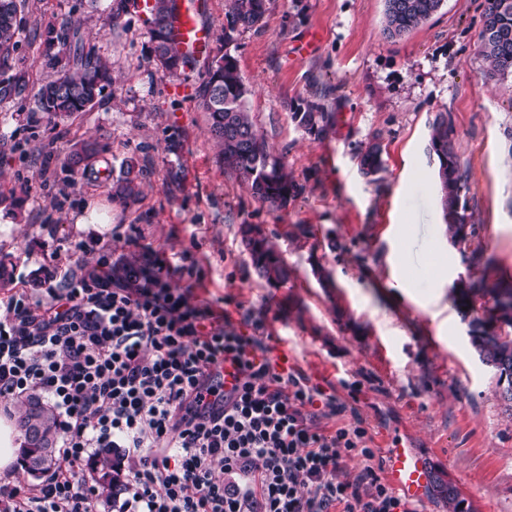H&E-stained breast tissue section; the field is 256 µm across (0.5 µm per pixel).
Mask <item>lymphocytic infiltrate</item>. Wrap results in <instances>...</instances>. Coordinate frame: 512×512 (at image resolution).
Returning <instances> with one entry per match:
<instances>
[{"instance_id":"f902f5d3","label":"lymphocytic infiltrate","mask_w":512,"mask_h":512,"mask_svg":"<svg viewBox=\"0 0 512 512\" xmlns=\"http://www.w3.org/2000/svg\"><path fill=\"white\" fill-rule=\"evenodd\" d=\"M174 272L155 253L103 250L90 269L56 253L40 292L0 296V397H46L62 431L61 466L1 486L0 512H97L82 477L96 448L124 449L129 512H414L363 421L326 426L345 403L171 288ZM354 453L359 472L338 479Z\"/></svg>"}]
</instances>
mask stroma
<instances>
[{
  "label": "stroma",
  "instance_id": "35a3bbf8",
  "mask_svg": "<svg viewBox=\"0 0 512 512\" xmlns=\"http://www.w3.org/2000/svg\"><path fill=\"white\" fill-rule=\"evenodd\" d=\"M483 4L443 0L423 26L389 40L384 0H271L260 29L228 38V0H206L212 47L236 58L253 120L300 186L272 210L219 162L199 105L205 63L162 73L143 17L131 10L108 28L107 0H26L13 63L29 85L0 102V296L18 281L39 289L62 240L94 239L122 260L151 247L177 266L172 287L226 312L237 329L258 323L287 340L297 368L345 401L336 423L363 420L378 455L395 442L422 455L429 487L418 512H448V484L466 512H512V410L496 397L450 290L461 276L512 280V82L484 75ZM54 17L90 38L112 84L91 111L50 121L34 111L48 78L34 32ZM299 98L335 113L325 139L292 122ZM440 112L469 166L480 260L443 232L426 152ZM375 135L384 169L369 178L357 153ZM82 140L104 144L98 165L113 173L134 160L135 200L112 199L95 178L64 169ZM175 170L184 176L177 186L168 180ZM90 202L109 208L111 223H75ZM246 224L268 237L286 284L257 275ZM402 272L414 280L404 293L394 286Z\"/></svg>",
  "mask_w": 512,
  "mask_h": 512
}]
</instances>
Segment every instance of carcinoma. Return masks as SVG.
I'll return each instance as SVG.
<instances>
[{"label":"carcinoma","instance_id":"obj_1","mask_svg":"<svg viewBox=\"0 0 512 512\" xmlns=\"http://www.w3.org/2000/svg\"><path fill=\"white\" fill-rule=\"evenodd\" d=\"M440 2L385 0L384 36L397 39L425 24L439 10ZM24 3L25 0H0V102L21 95L29 84L28 74L12 64L16 35L24 20ZM267 3L269 0H230L224 37L229 39L235 32L259 28L268 10ZM129 5L130 0H110L109 26H119ZM175 10V0H153L148 19L154 56L167 58L165 70L169 72L191 66V55L172 38ZM43 35L48 46L46 66L54 70L55 77L40 86L36 94L37 111L52 119L92 110L112 84L110 68L96 54L94 46L84 40L79 29L66 19L47 22ZM480 53L486 63V78L512 80V0H486ZM250 95L251 89L241 75L237 60L217 50L207 65L200 99L208 116L210 135L219 148V160L224 169L237 174L256 201L270 208H281L299 194L300 187L282 158L256 130L247 106ZM290 110L296 125L318 140L333 126V115L319 102L300 100L291 103ZM428 143L433 147L428 157L435 165V186L448 243L464 255L478 256L483 249L471 224L469 173L457 152L448 113H438L429 123ZM102 151L99 142H84L71 151L64 168L83 175L93 170L101 181L112 184L113 196L125 201L136 199L140 189L134 161L125 162L121 177L114 180L110 172L93 169ZM357 158L366 177L384 169L378 142L361 149ZM250 256L258 275L267 282L288 280V270L267 240L250 247ZM488 296L492 305L478 304ZM455 300L462 319L469 320L474 329L471 344L480 359L508 375L506 390L497 389L495 394L512 409V284L463 277L456 288ZM479 308L483 310L480 317L475 315ZM32 400L31 396L17 404L16 421L20 425L28 419L49 435L51 447L35 449L38 456L45 457L47 473L59 464L56 455L59 420L48 404L44 412L31 413L28 406ZM89 470L106 499L114 501L124 491L121 459L115 449H100L90 461Z\"/></svg>","mask_w":512,"mask_h":512}]
</instances>
